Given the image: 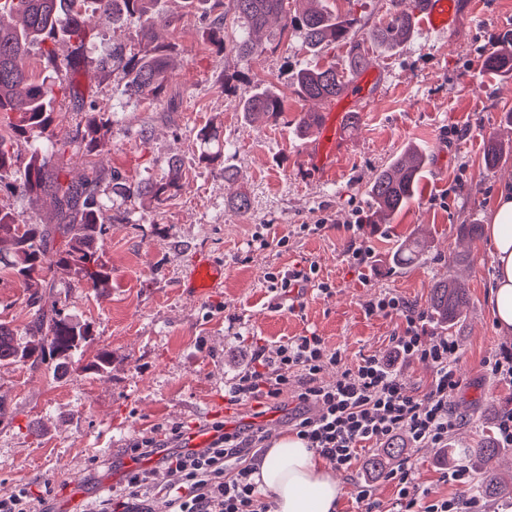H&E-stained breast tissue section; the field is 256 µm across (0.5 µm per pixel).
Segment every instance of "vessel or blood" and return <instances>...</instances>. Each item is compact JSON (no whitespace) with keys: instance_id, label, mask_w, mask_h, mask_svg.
Here are the masks:
<instances>
[{"instance_id":"1","label":"vessel or blood","mask_w":512,"mask_h":512,"mask_svg":"<svg viewBox=\"0 0 512 512\" xmlns=\"http://www.w3.org/2000/svg\"><path fill=\"white\" fill-rule=\"evenodd\" d=\"M415 16L420 28L425 32L435 34L447 32L455 25L456 2L455 0H424L421 8L416 10ZM374 79V73L363 74L349 84L347 93L341 101L329 104L326 119L312 150L318 174L323 175L334 171L335 145L344 134L342 117L359 100L365 98ZM223 281L222 270L206 260L198 261L191 275L194 294L198 297Z\"/></svg>"}]
</instances>
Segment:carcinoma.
I'll use <instances>...</instances> for the list:
<instances>
[{"instance_id": "1", "label": "carcinoma", "mask_w": 512, "mask_h": 512, "mask_svg": "<svg viewBox=\"0 0 512 512\" xmlns=\"http://www.w3.org/2000/svg\"><path fill=\"white\" fill-rule=\"evenodd\" d=\"M156 0H0V115L9 112V132L0 133V184L10 186L22 198L41 193L51 195L59 224L51 228L30 222L20 224L14 213L0 207V269L32 290L31 301L37 303L42 288L54 287V274L61 272L102 295L112 280V268L99 246L105 225L117 220L112 215L111 198L101 194L104 169L94 163L79 180L69 178L54 160L76 147L89 155L98 156L112 133V119L105 112L87 110L83 123L64 136L56 132L53 105L62 98H71L84 105V97L76 80L77 64L66 63L64 73L48 81L19 68V57L37 47L41 56L55 61L54 45L73 44L80 50L89 33L84 14L93 10L117 21L127 18L142 28L144 46L115 47L100 64L104 68H120L128 78L132 96L159 97L167 87L171 72V49L154 43L156 26H176L179 18L154 10ZM191 10L203 7L212 14L209 42L222 50L232 42L242 54L261 48L250 36L264 28L272 16L283 20L282 28L299 29L310 48L341 42L351 55L350 69L345 72L333 66H314L300 71L295 78L294 93L303 101L330 100L341 95L349 82L370 65L365 43L392 48L404 42L411 33L410 11L401 8L403 0H391L384 21L359 38L354 20L341 19L323 7H312L292 17L288 16V0H183ZM245 24L237 34L227 26L228 14ZM489 72L512 74V36L504 39L483 60ZM242 111L250 117L274 120L284 112L283 99L268 90H257L241 98ZM199 158L207 163L218 161L223 146L209 131L197 134ZM30 146L25 165L18 164L19 143ZM406 153L412 161L398 156L373 178L369 192L376 204V213L390 220L413 197L415 186L424 166V156L416 148ZM182 188L177 164L164 181L146 179L135 186L112 184V192L127 198L147 199L161 205ZM467 302L466 290L452 281L434 283L430 289V313L441 323L453 324L461 317ZM88 326L70 320L63 310L46 311L39 307L28 328L29 339L17 342L13 330L0 323V364H51L53 370H93L99 375L110 371L112 359L106 352L86 366L80 365V353ZM446 454L461 458L474 470L473 491L481 497L512 498V480L506 481L489 462L508 454L495 438L486 437L476 448H448Z\"/></svg>"}]
</instances>
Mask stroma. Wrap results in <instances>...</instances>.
<instances>
[{
    "label": "stroma",
    "instance_id": "1",
    "mask_svg": "<svg viewBox=\"0 0 512 512\" xmlns=\"http://www.w3.org/2000/svg\"><path fill=\"white\" fill-rule=\"evenodd\" d=\"M456 27L443 34L414 33L394 52L372 49L379 75L373 100L358 111L336 147L338 169L317 177L309 160L313 136L296 130L302 111H321L320 101L294 93L298 72L314 64L348 65L346 46L313 52L301 32L273 20L257 35L261 51L242 55L233 46L216 51L207 36L203 11H185L182 0H159L158 10L180 15L176 28L156 27L157 41L172 46V74L159 98L130 97L121 71L100 69L113 45L140 40L132 22L94 14L96 34L86 43L78 79L97 111L112 115V140L103 152L106 169L120 182L165 179L178 159L183 187L162 206L113 196L122 221L109 224L100 242L112 268L106 296L60 275L43 292L40 307L66 309L90 335L82 361L110 352L112 370L53 374L47 365H0V497L28 484L29 512H78L120 485L132 463L129 443L155 427L202 425L224 415V384L250 358L253 343L274 346L293 336H322L343 365L384 351L397 328L395 318L364 308L374 296L391 292L420 308L429 304L434 282L448 279L468 291L459 322L448 335L460 345L462 385L455 408L463 424L448 436L456 448H473L495 429L499 412L512 409V384L485 370V357L512 335L498 332L489 306L493 257L484 233L460 240L463 224H486L502 181H512V77L493 75L481 62L492 40L512 33V0H459ZM327 11L356 19L365 36L387 15L389 0H324ZM283 98L278 119L255 122L244 116L241 97L253 86ZM213 132L224 146L219 165L200 163L199 130ZM464 137H454V130ZM496 138L503 155L485 167L484 144ZM423 149L428 160L413 199L386 224L379 223L370 182L406 147ZM238 176L224 181L223 168ZM251 200L246 215L230 206L236 189ZM0 205L19 222L56 224L50 195L22 201L0 190ZM362 211L374 233L373 258L356 268L348 262L355 239L350 229ZM303 224L319 225L314 234ZM267 230L287 237L284 247L260 248L252 235ZM424 238L421 260L400 264V245ZM224 271V285L194 297L189 273L197 255ZM317 263L333 285L329 297L307 289L302 311L277 309L263 284L275 268ZM29 291L0 276V321L26 341L32 318ZM416 475L435 495L457 489L441 482L448 464L436 448L415 451Z\"/></svg>",
    "mask_w": 512,
    "mask_h": 512
}]
</instances>
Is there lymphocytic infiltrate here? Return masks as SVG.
<instances>
[{
  "label": "lymphocytic infiltrate",
  "mask_w": 512,
  "mask_h": 512,
  "mask_svg": "<svg viewBox=\"0 0 512 512\" xmlns=\"http://www.w3.org/2000/svg\"><path fill=\"white\" fill-rule=\"evenodd\" d=\"M264 280L278 298L308 287L324 297L332 290L313 263L266 273ZM365 310L399 319L386 351L363 356L344 368L340 353L315 334L289 338L271 349L258 345L248 364L225 384V404L252 405L259 417L290 397L292 434L339 471L354 470L365 444L383 448L401 435L414 448L447 447L448 436L459 423L451 409L461 385L457 341L428 335L426 312L392 293L375 296ZM415 360L431 363L435 370L423 393L402 377L403 366ZM336 365L341 371L335 382H325L324 371ZM207 429L211 439L202 448L188 447L180 424L136 438L130 445L134 468L115 498L99 502L98 512H152L149 492L156 488L162 469L176 477L164 488L171 512H273V501L251 478L267 446L262 428L216 420ZM152 459L157 462L153 468L148 465ZM415 469L408 456L384 474V481L395 490L389 512H480L478 499L463 494L473 483L467 466H456L441 476L443 482L458 487V495L452 497L433 495L418 482Z\"/></svg>",
  "instance_id": "f902f5d3"
}]
</instances>
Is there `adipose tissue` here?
<instances>
[{"label":"adipose tissue","instance_id":"ef3b65f1","mask_svg":"<svg viewBox=\"0 0 512 512\" xmlns=\"http://www.w3.org/2000/svg\"><path fill=\"white\" fill-rule=\"evenodd\" d=\"M486 236L493 254L490 310L498 330L512 335V187H500ZM269 492L274 512H337L342 486L334 471L293 435L268 449L254 475Z\"/></svg>","mask_w":512,"mask_h":512}]
</instances>
